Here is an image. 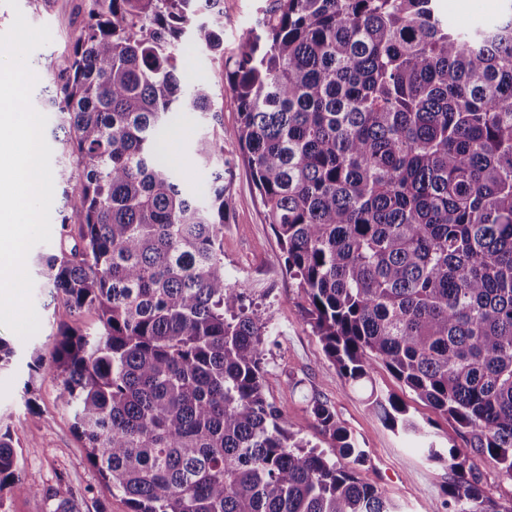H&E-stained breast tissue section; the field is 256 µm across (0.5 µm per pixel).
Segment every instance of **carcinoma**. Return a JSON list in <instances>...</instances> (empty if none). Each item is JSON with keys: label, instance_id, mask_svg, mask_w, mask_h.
Instances as JSON below:
<instances>
[{"label": "carcinoma", "instance_id": "obj_1", "mask_svg": "<svg viewBox=\"0 0 512 512\" xmlns=\"http://www.w3.org/2000/svg\"><path fill=\"white\" fill-rule=\"evenodd\" d=\"M86 2L42 89L64 187L39 275L73 316L50 355L59 401L109 487L131 512H391L327 402L310 407L329 453L264 394L266 325L224 275L231 137L325 356L353 385L383 364L467 436L426 447L448 469L446 512H512L474 465L512 482V0L467 29L439 0H269L224 63L231 131L210 85L180 76L186 37L224 54V0ZM177 111L210 120L204 199L159 159ZM365 402L428 436L395 395L372 386ZM20 472L0 432V495L79 512Z\"/></svg>", "mask_w": 512, "mask_h": 512}]
</instances>
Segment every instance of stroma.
I'll return each mask as SVG.
<instances>
[{
  "instance_id": "stroma-1",
  "label": "stroma",
  "mask_w": 512,
  "mask_h": 512,
  "mask_svg": "<svg viewBox=\"0 0 512 512\" xmlns=\"http://www.w3.org/2000/svg\"><path fill=\"white\" fill-rule=\"evenodd\" d=\"M267 4L268 0H224L225 51L234 50L241 37L255 28ZM439 5L450 24L468 28L498 16L501 0H439ZM18 10L29 24L50 29L51 42L29 57L38 80H45L67 65L68 49L84 23L85 0H18L14 8L0 0V32L9 29ZM183 57V84L208 81L214 109L221 113L225 129L235 128L239 105L221 60L190 42L183 47ZM202 130L198 115L178 113L159 137L162 160L201 193L210 180L209 168L194 154ZM224 159L229 164L225 184L230 206L224 226V274L267 322L263 359L268 370L267 399L283 413L290 431L323 450L330 448L331 441L321 432L309 401L315 397L326 400L367 453L365 464L357 469L360 481L379 488L395 512H438L445 498L447 469L428 461L413 437L383 427L368 411L363 392L326 358L307 321L306 298L284 269L281 246L265 218L239 145L229 137L224 140ZM32 301L40 320L32 339L22 340L0 328V337L16 350L10 369L0 371V427L10 431L28 481L71 490L80 512H131L123 495L112 491L90 464L88 451L58 399L60 384L53 369L46 366L37 374L29 372L32 346L51 351L59 328L72 321L63 302L50 300L41 285H34ZM372 379L377 388L405 403L437 446L466 447V438L452 423L419 400L383 365H376Z\"/></svg>"
}]
</instances>
